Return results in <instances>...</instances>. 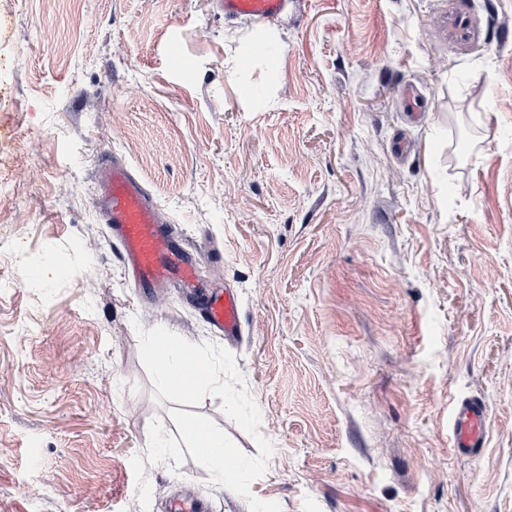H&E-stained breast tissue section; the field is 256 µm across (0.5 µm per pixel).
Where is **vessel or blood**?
<instances>
[{"instance_id": "vessel-or-blood-1", "label": "vessel or blood", "mask_w": 512, "mask_h": 512, "mask_svg": "<svg viewBox=\"0 0 512 512\" xmlns=\"http://www.w3.org/2000/svg\"><path fill=\"white\" fill-rule=\"evenodd\" d=\"M216 5L225 16L263 24L279 18L288 8V0H216ZM96 171L97 207L121 247L135 287L178 284L186 293L198 296V309L215 330L226 340L238 339L242 318L237 291H201L195 261L185 247L174 243L159 206L125 163L104 154ZM486 414L487 407L479 399L452 401L450 439L457 454L471 457L484 447Z\"/></svg>"}]
</instances>
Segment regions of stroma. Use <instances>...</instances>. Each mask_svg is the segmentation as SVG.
I'll return each mask as SVG.
<instances>
[{"label":"stroma","mask_w":512,"mask_h":512,"mask_svg":"<svg viewBox=\"0 0 512 512\" xmlns=\"http://www.w3.org/2000/svg\"><path fill=\"white\" fill-rule=\"evenodd\" d=\"M106 152L237 290L240 340L133 288ZM157 326L234 355L281 512H512V0H0V512H249L154 397ZM452 394L487 405L479 456ZM189 411L257 455L221 398ZM225 17H245L263 24L279 18L288 8V0H217Z\"/></svg>","instance_id":"1"}]
</instances>
